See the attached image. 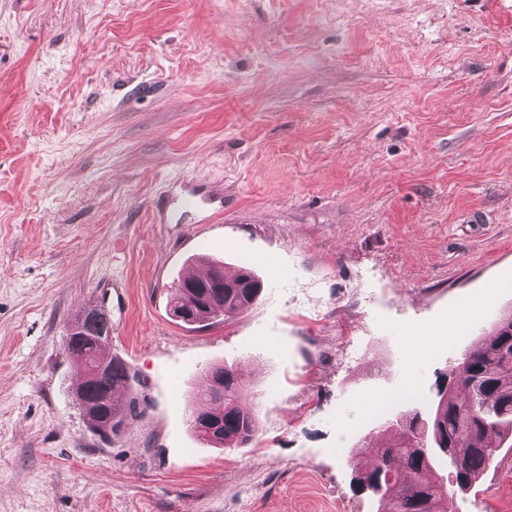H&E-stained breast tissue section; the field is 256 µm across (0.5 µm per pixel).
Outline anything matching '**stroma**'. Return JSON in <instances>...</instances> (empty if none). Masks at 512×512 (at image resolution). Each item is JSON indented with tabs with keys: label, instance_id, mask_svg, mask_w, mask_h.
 <instances>
[{
	"label": "stroma",
	"instance_id": "stroma-1",
	"mask_svg": "<svg viewBox=\"0 0 512 512\" xmlns=\"http://www.w3.org/2000/svg\"><path fill=\"white\" fill-rule=\"evenodd\" d=\"M209 259L263 288L189 326ZM93 309L151 403L109 441ZM510 312L512 0H0V512H383L349 453L415 407L372 400L435 399ZM215 364L238 448L190 427ZM511 502L502 447L456 510ZM209 381L206 390L198 397L203 406L191 412V426L196 431L198 423L208 422L211 434L204 438L207 440L204 442L211 444L230 447L248 442L257 431L258 415L240 403L248 391L246 381L235 368L225 365L213 367Z\"/></svg>",
	"mask_w": 512,
	"mask_h": 512
}]
</instances>
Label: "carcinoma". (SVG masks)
Wrapping results in <instances>:
<instances>
[{
  "label": "carcinoma",
  "mask_w": 512,
  "mask_h": 512,
  "mask_svg": "<svg viewBox=\"0 0 512 512\" xmlns=\"http://www.w3.org/2000/svg\"><path fill=\"white\" fill-rule=\"evenodd\" d=\"M259 280L249 267L231 278L210 265L205 275L186 278L176 289L173 309L191 307L202 324L212 319L216 306L234 314L250 306ZM111 325L104 314L86 316L66 336V352L84 362L88 375L77 391L92 402L97 427L112 430L135 420L146 410V400L131 395L138 379L131 369L108 351ZM248 385L233 367L215 366L209 385L200 395L203 406L191 412V426L208 423L207 442L224 446L248 442L258 428L257 413L242 407ZM425 432L437 447L448 449L458 462L453 483L473 487L491 466L489 449L512 439V314L494 325L490 336L476 342L451 370L446 394L439 395L427 418L420 411L388 427L392 439L376 447L355 444L354 458L366 454L371 462H357L354 482L371 490L385 487L389 512H448V488L436 473L435 457L413 441Z\"/></svg>",
  "instance_id": "carcinoma-1"
}]
</instances>
